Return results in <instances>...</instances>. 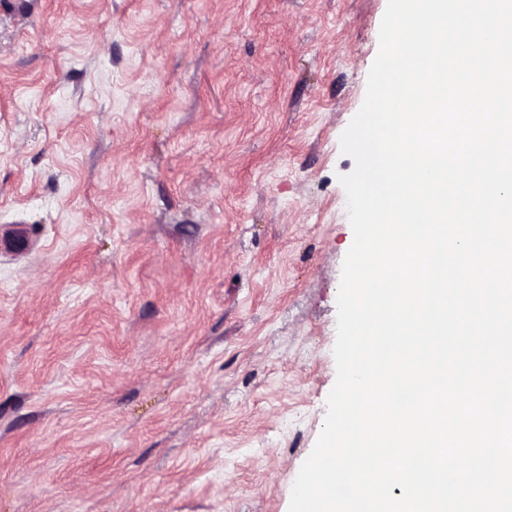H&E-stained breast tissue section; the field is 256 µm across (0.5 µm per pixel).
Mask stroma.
Returning a JSON list of instances; mask_svg holds the SVG:
<instances>
[{
  "mask_svg": "<svg viewBox=\"0 0 512 512\" xmlns=\"http://www.w3.org/2000/svg\"><path fill=\"white\" fill-rule=\"evenodd\" d=\"M386 7L0 0V512H288ZM0 228V250L23 256L35 252L36 241L20 224H7Z\"/></svg>",
  "mask_w": 512,
  "mask_h": 512,
  "instance_id": "obj_1",
  "label": "stroma"
}]
</instances>
